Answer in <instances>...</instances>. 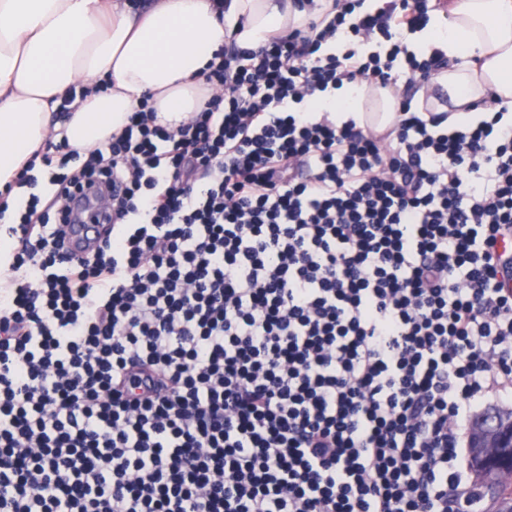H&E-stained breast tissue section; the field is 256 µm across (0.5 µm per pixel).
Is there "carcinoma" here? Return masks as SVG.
Masks as SVG:
<instances>
[{
    "label": "carcinoma",
    "mask_w": 512,
    "mask_h": 512,
    "mask_svg": "<svg viewBox=\"0 0 512 512\" xmlns=\"http://www.w3.org/2000/svg\"><path fill=\"white\" fill-rule=\"evenodd\" d=\"M485 431L483 419L479 416L470 429L468 444L474 500L486 498L495 505V512H512V471L496 472L480 464L482 448L479 442Z\"/></svg>",
    "instance_id": "cac0c4a2"
}]
</instances>
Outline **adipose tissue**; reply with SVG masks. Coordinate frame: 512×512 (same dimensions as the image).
<instances>
[{"label": "adipose tissue", "mask_w": 512, "mask_h": 512, "mask_svg": "<svg viewBox=\"0 0 512 512\" xmlns=\"http://www.w3.org/2000/svg\"><path fill=\"white\" fill-rule=\"evenodd\" d=\"M332 0H0V190L55 134L79 153L122 132L142 96L157 124L174 127L218 96L203 71L225 43L243 50L304 28ZM448 64L433 80L448 95L454 125L503 112L512 124V0H441L411 37ZM80 96L63 125L53 116L69 91ZM354 121L375 135L397 119L398 93L344 84L315 100L313 116Z\"/></svg>", "instance_id": "ef3b65f1"}]
</instances>
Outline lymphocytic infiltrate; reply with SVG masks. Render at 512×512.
<instances>
[{
  "mask_svg": "<svg viewBox=\"0 0 512 512\" xmlns=\"http://www.w3.org/2000/svg\"><path fill=\"white\" fill-rule=\"evenodd\" d=\"M357 5L225 45L207 111L141 101L88 157L47 143L48 207L0 201V512H463L460 430L512 398V124L416 109L429 0ZM357 80L406 86L393 138L304 118ZM80 191L112 232L75 256Z\"/></svg>",
  "mask_w": 512,
  "mask_h": 512,
  "instance_id": "1",
  "label": "lymphocytic infiltrate"
}]
</instances>
